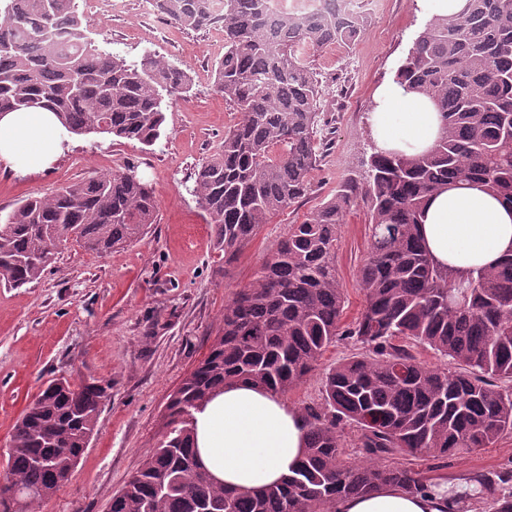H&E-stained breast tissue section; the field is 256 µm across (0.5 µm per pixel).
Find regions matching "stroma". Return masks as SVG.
<instances>
[{
    "instance_id": "stroma-1",
    "label": "stroma",
    "mask_w": 512,
    "mask_h": 512,
    "mask_svg": "<svg viewBox=\"0 0 512 512\" xmlns=\"http://www.w3.org/2000/svg\"><path fill=\"white\" fill-rule=\"evenodd\" d=\"M77 4L100 47L130 61L156 53L186 69L191 85L188 93L173 96L165 133L152 146L75 135L46 172L0 169L2 216L26 198L130 165L158 200L155 222L141 241L102 257L71 242L38 283L0 287V479L9 476L3 448L44 385L89 376L111 385L88 447L41 512H108L113 495L160 439L170 395L208 355L225 304L252 281L287 225L301 222L339 182L361 172L374 150L369 126L374 90L395 77L429 20L422 0H374L352 49L329 47L315 54L327 98L319 127L328 136L313 172V193L264 225L228 267L192 192L197 167L220 149L225 130L239 118L213 86L214 65L224 54L223 30H188L147 16L144 0H123L114 11L93 0ZM367 246V210L352 207L339 228L336 255L347 323L365 304L357 274ZM357 351L348 339L329 347L307 381L288 391V403L300 408L320 402L323 374ZM419 467L430 485L445 476L512 469V433L491 447L423 460Z\"/></svg>"
}]
</instances>
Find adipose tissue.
Wrapping results in <instances>:
<instances>
[{
	"mask_svg": "<svg viewBox=\"0 0 512 512\" xmlns=\"http://www.w3.org/2000/svg\"><path fill=\"white\" fill-rule=\"evenodd\" d=\"M370 116L372 139L385 153L422 154L441 133L430 98L397 82L381 84ZM67 133L53 112L30 108L0 114V165L38 174L61 153ZM420 233L441 264L471 269L496 264L512 251V206L485 186L448 185L429 199ZM195 448L214 480L238 491L277 485L294 469L306 444L299 410L282 395L246 382H230L195 412ZM447 484L410 494L384 485L340 499L336 512H452Z\"/></svg>",
	"mask_w": 512,
	"mask_h": 512,
	"instance_id": "obj_1",
	"label": "adipose tissue"
}]
</instances>
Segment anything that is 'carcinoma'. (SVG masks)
<instances>
[{
    "label": "carcinoma",
    "mask_w": 512,
    "mask_h": 512,
    "mask_svg": "<svg viewBox=\"0 0 512 512\" xmlns=\"http://www.w3.org/2000/svg\"><path fill=\"white\" fill-rule=\"evenodd\" d=\"M190 30L224 29L214 86L240 114L222 149L198 169L197 202L230 265L263 225L313 191L321 115L310 54L351 48L365 16L286 14L274 0H154ZM396 80L429 96L443 134L420 155L374 151L298 224L287 225L253 280L224 307L209 353L170 396L165 431L112 497L110 512H333L336 501L383 484L427 491L421 472L391 466L401 451L446 459L494 445L512 432V255L466 273L437 263L419 236L423 208L442 185L478 182L512 205V0H468L457 17L433 18ZM190 88L185 69L155 53L128 61L99 48L76 0H5L0 7V112L42 107L73 135L154 145L164 132V95ZM369 214L359 270L365 305L342 322L338 228L356 204ZM158 201L134 168L32 197L0 217V285L39 281L62 245L101 256L138 242ZM345 336L366 353L322 378L319 403L303 406V458L280 484L227 490L199 463L192 418L224 383L246 381L284 395L304 383L324 351ZM453 364L434 370L395 340ZM109 385L94 377L51 381L16 422L10 483L19 512H37L71 476L94 433ZM357 430L364 459L343 460L342 433ZM489 512H512V470L475 479Z\"/></svg>",
    "instance_id": "cac0c4a2"
}]
</instances>
